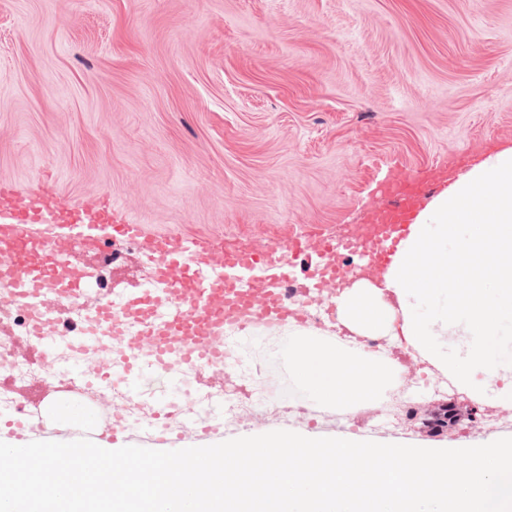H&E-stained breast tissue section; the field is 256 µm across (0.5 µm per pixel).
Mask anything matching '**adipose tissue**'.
<instances>
[{"label": "adipose tissue", "mask_w": 512, "mask_h": 512, "mask_svg": "<svg viewBox=\"0 0 512 512\" xmlns=\"http://www.w3.org/2000/svg\"><path fill=\"white\" fill-rule=\"evenodd\" d=\"M443 300L439 315L418 320L425 300ZM337 321L357 336H405L416 358L447 372V352L460 370L483 368L485 387L512 377V362H485L481 341L512 316V149L488 158L416 221L402 264L387 288L363 280L336 301ZM295 374L323 411L383 398L385 363L335 338L299 339Z\"/></svg>", "instance_id": "ef3b65f1"}]
</instances>
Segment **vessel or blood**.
I'll return each mask as SVG.
<instances>
[{
    "mask_svg": "<svg viewBox=\"0 0 512 512\" xmlns=\"http://www.w3.org/2000/svg\"><path fill=\"white\" fill-rule=\"evenodd\" d=\"M447 180L441 170L395 175L382 193V203L353 227L348 240L315 232L291 234L272 251L223 241L147 240L141 225L115 224L104 212L76 211L47 198L38 206L16 210L10 222L0 224V255L10 259L0 274L32 310L33 334L40 337L41 348L50 353L63 343L76 353L68 375L83 382L87 398H96L114 384L132 396L141 378L155 376L174 384L185 368L203 373L222 367L227 330L247 334L300 323V313L287 301L297 257L318 255L320 268L336 284L324 297L328 315H335L337 293L354 276L352 268L338 260L347 243H354L366 258L365 274L384 280L402 257L421 203ZM105 239L141 244L152 267L153 287L124 295L118 303L102 296L78 329L53 336L63 322L58 299L83 298L96 279L91 271L66 261L62 241L97 248ZM54 397L39 419L22 416L0 425V441L20 446L87 438L116 448L176 450L199 439H223L226 430L223 419L200 424L188 410L181 415L182 425L170 427L176 404L165 396L149 402L147 423L130 428L86 423L81 402L72 401L64 387H57ZM60 401L71 403L69 418L57 417Z\"/></svg>",
    "mask_w": 512,
    "mask_h": 512,
    "instance_id": "vessel-or-blood-1",
    "label": "vessel or blood"
}]
</instances>
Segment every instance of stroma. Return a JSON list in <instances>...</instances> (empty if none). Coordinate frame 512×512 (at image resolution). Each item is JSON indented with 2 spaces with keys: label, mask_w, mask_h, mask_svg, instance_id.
Masks as SVG:
<instances>
[{
  "label": "stroma",
  "mask_w": 512,
  "mask_h": 512,
  "mask_svg": "<svg viewBox=\"0 0 512 512\" xmlns=\"http://www.w3.org/2000/svg\"><path fill=\"white\" fill-rule=\"evenodd\" d=\"M512 148V0H0V201L264 246L344 236L397 171L456 183ZM70 263L121 296L141 247ZM412 409L348 427L428 448L512 433L500 401L425 365Z\"/></svg>",
  "instance_id": "1"
}]
</instances>
